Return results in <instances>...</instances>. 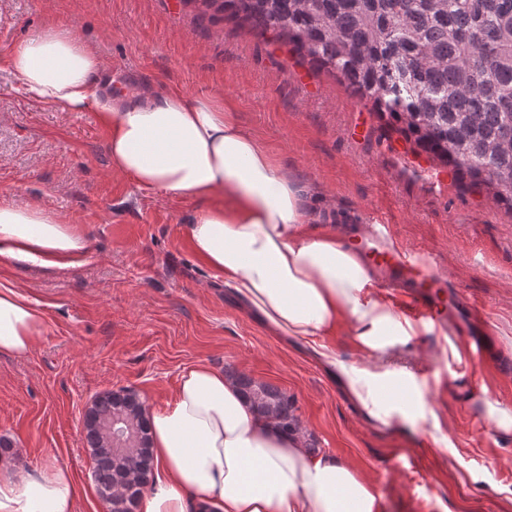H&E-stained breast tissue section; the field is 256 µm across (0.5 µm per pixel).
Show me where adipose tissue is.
Listing matches in <instances>:
<instances>
[{
    "label": "adipose tissue",
    "mask_w": 512,
    "mask_h": 512,
    "mask_svg": "<svg viewBox=\"0 0 512 512\" xmlns=\"http://www.w3.org/2000/svg\"><path fill=\"white\" fill-rule=\"evenodd\" d=\"M4 64L35 102L96 109L114 172L199 202L186 228L194 254L222 272L265 325L304 341L369 419L387 423L396 404L386 393L403 384L404 371L346 363L326 338L349 324L360 348L375 355L433 332V323L403 319L377 296L371 268L334 231L316 227L304 189L222 98L104 92L95 50L54 25L17 43ZM86 248L79 225L38 204H0V261L65 269ZM45 330L40 310L0 289V355L27 356ZM147 416L156 478L137 512H379L374 483L257 415L209 365L185 371L171 402ZM84 493L66 466L20 475L0 461V512H75Z\"/></svg>",
    "instance_id": "obj_1"
}]
</instances>
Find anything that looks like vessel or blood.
I'll use <instances>...</instances> for the list:
<instances>
[{
    "label": "vessel or blood",
    "instance_id": "b4317fda",
    "mask_svg": "<svg viewBox=\"0 0 512 512\" xmlns=\"http://www.w3.org/2000/svg\"><path fill=\"white\" fill-rule=\"evenodd\" d=\"M361 253L373 271L383 274L386 287L406 288L401 301L406 312L447 328L448 282L433 271L426 256L403 247L386 224L369 225Z\"/></svg>",
    "mask_w": 512,
    "mask_h": 512
}]
</instances>
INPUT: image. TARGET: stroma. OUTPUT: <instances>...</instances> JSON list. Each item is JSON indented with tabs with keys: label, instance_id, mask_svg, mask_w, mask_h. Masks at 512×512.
Wrapping results in <instances>:
<instances>
[{
	"label": "stroma",
	"instance_id": "35a3bbf8",
	"mask_svg": "<svg viewBox=\"0 0 512 512\" xmlns=\"http://www.w3.org/2000/svg\"><path fill=\"white\" fill-rule=\"evenodd\" d=\"M183 0H0V58L51 22L101 58L113 92L209 93L230 103L282 169L313 193L343 234L372 221L429 254L481 312L482 368L430 333L388 362L410 371L432 414L400 406L367 421L298 339L274 332L192 252L187 197L139 188L113 172L96 111L34 102L0 69V201L36 202L86 233L65 271L0 264V287L39 309L46 332L25 358L0 356V437L20 472L54 461L86 488L77 512H109L98 495L83 414L105 390L171 400L198 363L286 391L308 447L372 480L379 512H512V433L485 436L487 402L512 408V209L390 130L333 76L285 59L248 23L197 20Z\"/></svg>",
	"mask_w": 512,
	"mask_h": 512
}]
</instances>
